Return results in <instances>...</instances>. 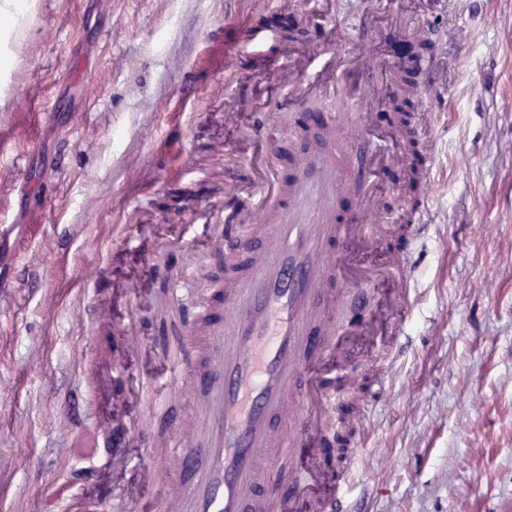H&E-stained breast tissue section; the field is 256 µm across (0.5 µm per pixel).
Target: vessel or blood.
Returning <instances> with one entry per match:
<instances>
[{
	"label": "vessel or blood",
	"instance_id": "vessel-or-blood-1",
	"mask_svg": "<svg viewBox=\"0 0 512 512\" xmlns=\"http://www.w3.org/2000/svg\"><path fill=\"white\" fill-rule=\"evenodd\" d=\"M325 43L301 49L288 46V82L296 84L311 71ZM378 93L363 87L353 99L352 137L377 104ZM288 204H281L267 180L257 178L226 188V206H244L265 237L263 249L237 241L245 258L241 275L227 280L223 321L204 329L196 359L175 367L162 395L181 392L186 377H195L205 394L193 423L175 438L148 441L150 482L161 484L160 512H263L280 504L294 512L313 484L330 481L344 487V475L326 470L334 447L335 397L331 380L351 376L348 346L376 342L379 331L361 315L336 319L337 288H357L373 278L357 264L355 251L378 252L394 225L426 224L428 209L418 203L408 214H389L371 189L357 194L355 211L336 217L341 184L352 183L359 170L352 161L303 155ZM395 292L362 298L395 314L406 306L413 286L409 263L390 269ZM316 458L302 479L281 491L271 473L286 455Z\"/></svg>",
	"mask_w": 512,
	"mask_h": 512
}]
</instances>
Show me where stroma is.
<instances>
[{
    "label": "stroma",
    "mask_w": 512,
    "mask_h": 512,
    "mask_svg": "<svg viewBox=\"0 0 512 512\" xmlns=\"http://www.w3.org/2000/svg\"><path fill=\"white\" fill-rule=\"evenodd\" d=\"M0 0V512H157L142 443L189 424L192 386H156L224 281V184L253 155L287 180L347 144L405 209L369 140L312 135L278 61L254 62L285 0ZM294 43L329 42L366 82L396 55L387 18L439 30L431 222L393 347L355 348L343 469L353 512H512V0H325ZM242 63L226 64L232 45ZM233 120H225V113ZM138 341L125 347L127 329ZM136 420L141 442L96 450Z\"/></svg>",
    "instance_id": "35a3bbf8"
}]
</instances>
